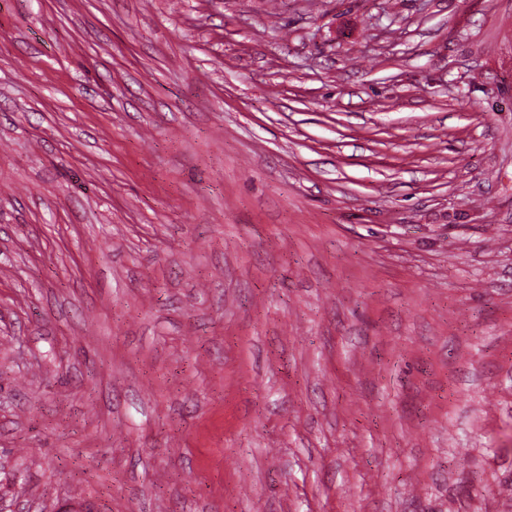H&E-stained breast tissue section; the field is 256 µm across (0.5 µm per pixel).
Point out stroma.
<instances>
[{
	"mask_svg": "<svg viewBox=\"0 0 512 512\" xmlns=\"http://www.w3.org/2000/svg\"><path fill=\"white\" fill-rule=\"evenodd\" d=\"M512 512V0H0V504Z\"/></svg>",
	"mask_w": 512,
	"mask_h": 512,
	"instance_id": "1",
	"label": "stroma"
}]
</instances>
